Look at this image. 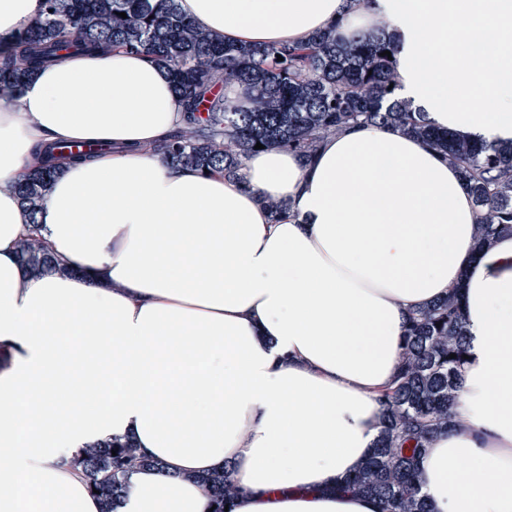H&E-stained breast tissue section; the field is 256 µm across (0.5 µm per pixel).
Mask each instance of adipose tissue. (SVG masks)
Instances as JSON below:
<instances>
[{"label": "adipose tissue", "mask_w": 512, "mask_h": 512, "mask_svg": "<svg viewBox=\"0 0 512 512\" xmlns=\"http://www.w3.org/2000/svg\"><path fill=\"white\" fill-rule=\"evenodd\" d=\"M179 7L258 46L386 18L401 99L512 143V0ZM42 11L0 0V42ZM182 116L170 74L121 50L46 66L0 107V512H101L74 457L112 436L163 464L130 472L118 512H209L197 477L227 462L233 512H380L335 485L377 438L410 309L457 285L464 426L432 440L421 492L434 512H512V235L479 249L459 172L400 132L350 129L308 163L263 150L231 182L141 152ZM50 141L107 151L64 168L32 227L12 184ZM32 229L67 273L22 265Z\"/></svg>", "instance_id": "1"}]
</instances>
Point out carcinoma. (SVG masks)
<instances>
[{"label":"carcinoma","instance_id":"1","mask_svg":"<svg viewBox=\"0 0 512 512\" xmlns=\"http://www.w3.org/2000/svg\"><path fill=\"white\" fill-rule=\"evenodd\" d=\"M41 18L10 45L0 44V104L17 100L39 68L72 51L97 48L142 53L168 69L183 103V122L159 153L173 167L222 173L228 179L256 152L288 148L311 159L323 143L354 126L400 131L427 142L467 181L481 246L512 235V146L470 141L433 127L426 113L398 97L397 48L381 18L368 37L343 39L338 25L296 45L253 47L227 42L188 20L178 0H43ZM124 12L127 18L118 16ZM389 51L391 56L381 52ZM282 60H277V57ZM62 141L38 149L15 190L29 222H37L47 187L68 164L94 157ZM32 272H65L45 241L31 233L17 245ZM465 318L459 289L414 309L408 318L398 375L378 398V437L359 470L340 489L379 500L381 512H430L421 493L420 461L434 434L461 426L452 414L462 391ZM456 357L449 358L450 354ZM102 512H115L130 471L158 462L130 437L88 444L76 459ZM225 512L236 489L229 469L199 478Z\"/></svg>","mask_w":512,"mask_h":512}]
</instances>
